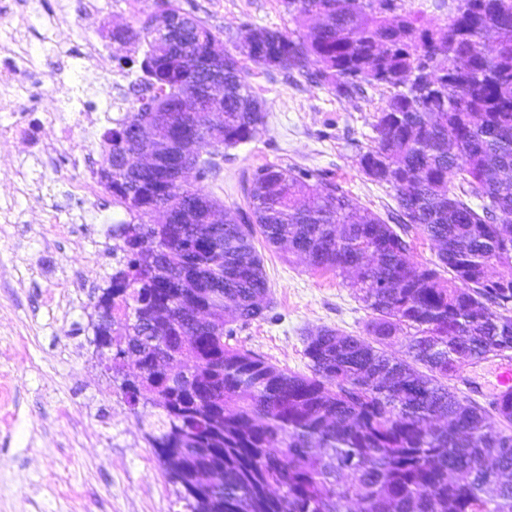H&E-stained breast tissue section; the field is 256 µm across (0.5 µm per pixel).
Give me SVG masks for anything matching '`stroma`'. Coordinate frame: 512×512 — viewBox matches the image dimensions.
<instances>
[{"label":"stroma","instance_id":"stroma-1","mask_svg":"<svg viewBox=\"0 0 512 512\" xmlns=\"http://www.w3.org/2000/svg\"><path fill=\"white\" fill-rule=\"evenodd\" d=\"M99 2L98 12L87 13L82 0H27L35 20L25 35L46 47L35 60L45 79L38 113L60 109L52 79L82 51L85 36L99 37L108 54L107 71L87 73L100 101L140 77L125 61L141 57L144 44L115 42L112 30L155 10L156 0ZM179 2L219 32L231 53L247 29L297 28L282 0ZM241 65L266 108V128L225 149L218 180L197 181L198 189L236 213L246 208L243 182L258 168L288 164L334 181L381 217L396 211L390 188L358 166L357 149L370 142L384 92L340 98L304 76L272 73L246 58ZM72 144L48 122L37 142L0 138V512H183L145 440L155 409L132 412L94 352V305L116 266L112 226L124 213L103 190L82 205L69 199L63 160ZM254 244L274 306L269 319L236 325L234 346L304 374L309 330L362 334L369 313L342 276L312 270L263 238Z\"/></svg>","mask_w":512,"mask_h":512}]
</instances>
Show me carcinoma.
<instances>
[{
    "mask_svg": "<svg viewBox=\"0 0 512 512\" xmlns=\"http://www.w3.org/2000/svg\"><path fill=\"white\" fill-rule=\"evenodd\" d=\"M307 33L254 28L245 55L338 96L388 92L358 148L361 171L395 192L397 225L309 170L269 165L244 188L248 210L135 163L175 166L255 140L263 105L220 36L174 0L112 30L143 42L136 109L103 135L100 182L125 218L117 267L99 295L97 336L132 359L126 403L158 411L146 440L185 512H512V389L484 407L455 384L491 350L512 352V0H462L434 28L406 0H284ZM224 73V125L207 121V81ZM221 172L212 152L199 178ZM164 207L168 222L154 214ZM418 228L438 245L411 256ZM261 235L342 276L370 311L365 335L307 336L310 374L229 343L232 324L266 319ZM208 311L198 323L186 303ZM401 338L403 359L384 346ZM216 473L208 483L199 475Z\"/></svg>",
    "mask_w": 512,
    "mask_h": 512,
    "instance_id": "carcinoma-1",
    "label": "carcinoma"
}]
</instances>
